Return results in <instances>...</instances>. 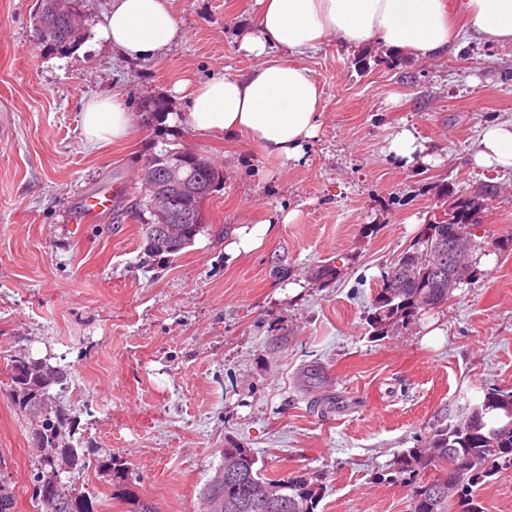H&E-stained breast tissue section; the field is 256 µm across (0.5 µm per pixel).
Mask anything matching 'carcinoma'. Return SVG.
I'll return each mask as SVG.
<instances>
[{"instance_id": "cac0c4a2", "label": "carcinoma", "mask_w": 512, "mask_h": 512, "mask_svg": "<svg viewBox=\"0 0 512 512\" xmlns=\"http://www.w3.org/2000/svg\"><path fill=\"white\" fill-rule=\"evenodd\" d=\"M82 0H66L64 9H56L54 0H41L34 16L35 31H45V44L71 45L78 41L71 27V16L78 14ZM198 193L193 200L177 205V217L185 228V238L194 240L209 225L196 223L189 209L198 206L203 214L204 202L223 184V174L214 165L199 168L193 174ZM449 224H471L480 209V198L450 195L446 199ZM150 197L140 194L125 213L143 224L151 218ZM448 224L430 221L423 234L405 250L384 274L374 298L370 325L374 335L384 334L394 321H408L418 314L448 304ZM415 271L416 278L406 284L402 297L386 298L387 283L400 278L403 268ZM10 393L15 404L33 417L32 439L39 452L36 467L31 470V501L35 512H82V500L72 490L63 488L44 499V489L57 483L61 471L88 468L87 458L79 444L66 437V415L57 404L53 387L64 390L70 372L61 366L12 356L8 359ZM224 462L233 466V474L218 467L202 491L206 512L211 503L224 500V512H316L323 499L324 488L306 475L271 478L257 466L251 449H224ZM512 467V389H492L481 404L474 407L462 425H439L429 432L425 446L397 455L393 473L408 476L409 481L430 468L437 474L414 486L410 512H486L479 500L478 487L486 478ZM266 487L277 488L278 496L267 508L253 509L257 496ZM16 498L9 473L0 464V512H15Z\"/></svg>"}]
</instances>
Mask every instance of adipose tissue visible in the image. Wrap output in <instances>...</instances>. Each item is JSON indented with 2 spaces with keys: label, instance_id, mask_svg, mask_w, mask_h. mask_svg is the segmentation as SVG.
<instances>
[{
  "label": "adipose tissue",
  "instance_id": "1",
  "mask_svg": "<svg viewBox=\"0 0 512 512\" xmlns=\"http://www.w3.org/2000/svg\"><path fill=\"white\" fill-rule=\"evenodd\" d=\"M254 27L238 49L260 63L242 75L221 74L174 85L187 111L168 115L194 132L242 136L281 164L299 163L323 116V89L306 56L336 38L352 48L376 41L431 60L457 50L460 37L512 44V0H254ZM99 39L122 57L145 61L181 41L184 32L169 0H108ZM82 126L93 143L127 136L130 114L120 95L83 105ZM475 164L512 169V119L485 125Z\"/></svg>",
  "mask_w": 512,
  "mask_h": 512
}]
</instances>
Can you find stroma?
Instances as JSON below:
<instances>
[{
    "label": "stroma",
    "instance_id": "1",
    "mask_svg": "<svg viewBox=\"0 0 512 512\" xmlns=\"http://www.w3.org/2000/svg\"><path fill=\"white\" fill-rule=\"evenodd\" d=\"M185 39L129 61L95 38L107 0H84L85 32L39 43L37 0H0V455L15 512H34L31 418L9 395L5 357L68 367L60 399L76 436L115 454L134 497L157 512H202L223 449H252L266 473L319 479L317 512H408L412 487L382 482L395 455L460 422L491 388H512V252H489L447 306L372 339L382 277L443 208L444 190L494 187L479 242L512 233V170L478 167L484 124L512 117V45L471 41L431 61L329 39L305 59L323 120L305 160L283 166L243 138L149 118L180 112L171 89L258 65L238 52L253 0H169ZM121 92L127 139L82 130L85 99ZM411 130L430 161L389 151ZM207 157L224 185L204 204L211 231L178 257L147 255L134 219L149 152ZM112 205L82 220L85 198ZM297 216L289 223L281 217ZM271 221L262 243L224 249L225 227ZM336 276L321 279L323 266ZM90 512H129L111 473H65Z\"/></svg>",
    "mask_w": 512,
    "mask_h": 512
}]
</instances>
